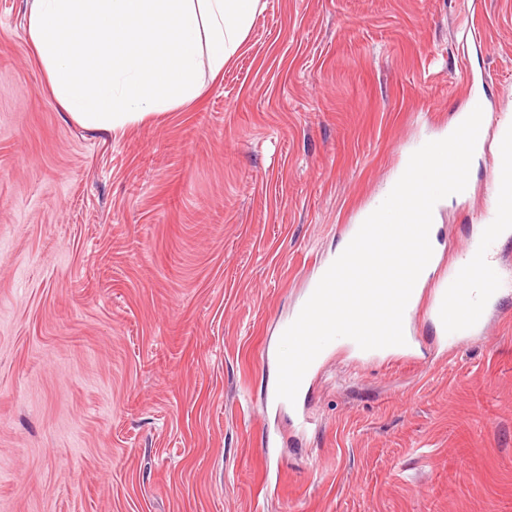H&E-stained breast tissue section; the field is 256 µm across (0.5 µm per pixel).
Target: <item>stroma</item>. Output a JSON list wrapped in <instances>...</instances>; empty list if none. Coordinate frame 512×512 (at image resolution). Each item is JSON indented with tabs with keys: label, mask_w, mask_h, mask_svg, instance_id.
<instances>
[{
	"label": "stroma",
	"mask_w": 512,
	"mask_h": 512,
	"mask_svg": "<svg viewBox=\"0 0 512 512\" xmlns=\"http://www.w3.org/2000/svg\"><path fill=\"white\" fill-rule=\"evenodd\" d=\"M201 97L72 122L0 0V512H512V239L481 337L336 351L299 431L284 321L408 152L492 122L438 249L484 224L512 116V0H261Z\"/></svg>",
	"instance_id": "stroma-1"
}]
</instances>
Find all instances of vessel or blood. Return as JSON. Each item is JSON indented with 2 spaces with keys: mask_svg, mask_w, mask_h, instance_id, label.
<instances>
[{
  "mask_svg": "<svg viewBox=\"0 0 512 512\" xmlns=\"http://www.w3.org/2000/svg\"><path fill=\"white\" fill-rule=\"evenodd\" d=\"M499 141L504 161L489 188L495 207L493 216L449 264L428 263L422 290L426 300L421 303L410 298L404 312L405 345L371 350V357H415L427 342L411 330L421 311L438 329L437 336L429 341L438 348L454 350L482 334L486 310L497 303L502 289L492 252L497 241L512 236V165L505 161L512 155V123L500 122Z\"/></svg>",
  "mask_w": 512,
  "mask_h": 512,
  "instance_id": "b4317fda",
  "label": "vessel or blood"
}]
</instances>
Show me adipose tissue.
<instances>
[{
    "label": "adipose tissue",
    "mask_w": 512,
    "mask_h": 512,
    "mask_svg": "<svg viewBox=\"0 0 512 512\" xmlns=\"http://www.w3.org/2000/svg\"><path fill=\"white\" fill-rule=\"evenodd\" d=\"M259 0H27L49 94L78 125L120 131L197 99L240 50Z\"/></svg>",
    "instance_id": "1"
}]
</instances>
